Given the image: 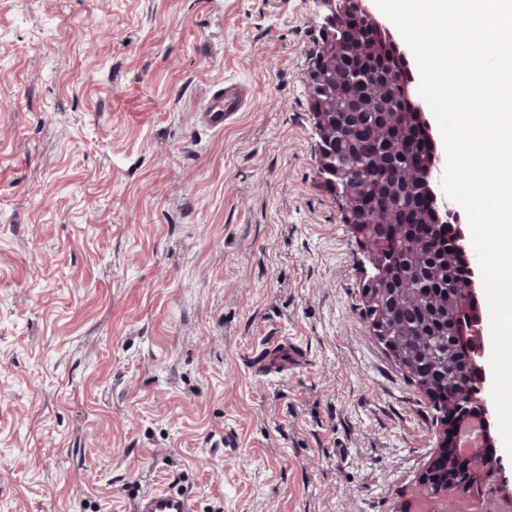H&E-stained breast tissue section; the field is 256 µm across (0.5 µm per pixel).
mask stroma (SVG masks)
<instances>
[{
	"label": "stroma",
	"mask_w": 512,
	"mask_h": 512,
	"mask_svg": "<svg viewBox=\"0 0 512 512\" xmlns=\"http://www.w3.org/2000/svg\"><path fill=\"white\" fill-rule=\"evenodd\" d=\"M316 0H0V512H431L316 164ZM249 99L199 125L224 81ZM281 353L277 374L249 359ZM195 508L191 495L166 490L144 495L137 503L136 512H195Z\"/></svg>",
	"instance_id": "1"
}]
</instances>
